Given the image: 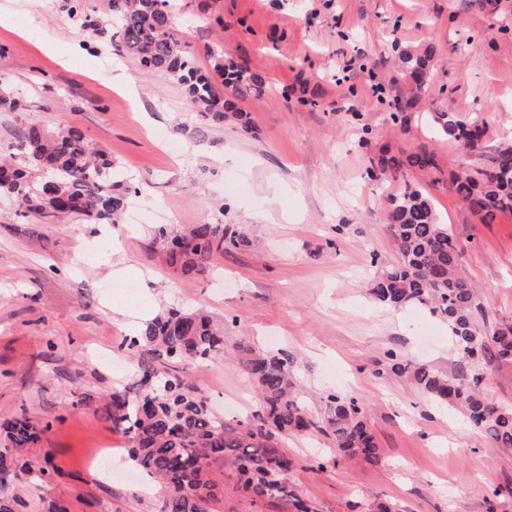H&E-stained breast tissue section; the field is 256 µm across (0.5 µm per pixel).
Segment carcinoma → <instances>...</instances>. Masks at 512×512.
<instances>
[{"mask_svg":"<svg viewBox=\"0 0 512 512\" xmlns=\"http://www.w3.org/2000/svg\"><path fill=\"white\" fill-rule=\"evenodd\" d=\"M110 25L121 46L143 69L183 86L186 98L203 119L222 125L232 118L248 129L246 114L237 102L259 99L267 89L265 77L236 62L228 53L204 70L188 43L175 40L171 28L176 15L172 0H109ZM402 81L393 92L380 91L399 130L408 129L426 96L433 46L411 50L394 45ZM0 109L24 113L19 96L0 94ZM432 132L458 144L464 152L487 157L481 167H457L448 190L491 224L512 215V146H496L487 138L488 117L464 119L455 112L429 114ZM18 138L37 173L0 154V195L43 218L73 217L97 224H115L129 196L141 193L125 186L121 172L105 150L90 145L72 127L47 131L25 122ZM370 177L395 178L406 168L438 169L435 154L420 150L405 157L378 155ZM388 231L399 261L373 281L370 295L377 302L401 310L420 307L448 325L457 366L445 373L423 362L398 359L391 370L438 404L465 412L469 423L497 445L512 447V408L495 405L482 396L487 370L512 362V323L494 326L479 322L485 316L478 290L464 272V252L448 226L437 217L430 196L408 186L387 198ZM247 239L217 221L197 224L176 235L161 227L155 243L166 250L167 262L185 275L203 274L212 258L237 248ZM137 364V380L113 390L105 404L112 429L132 442L128 458L142 475L164 486L159 512H214L224 498L211 465L217 461L235 470L242 488L267 501L277 512H316L289 480L293 460L273 441L277 432L306 431L314 425L296 388L295 357L238 346L235 361L263 400L256 422L233 427L214 414L207 398L184 377L171 373L167 363L199 362L224 352V328L200 312L167 309L144 323L126 344ZM49 425L39 428L29 419L0 424L7 447L0 449V483L27 473L16 451L40 439ZM322 430L336 444L340 457L373 464L380 454L376 437L357 400L346 394L328 396Z\"/></svg>","mask_w":512,"mask_h":512,"instance_id":"cac0c4a2","label":"carcinoma"}]
</instances>
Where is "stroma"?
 <instances>
[{
    "label": "stroma",
    "mask_w": 512,
    "mask_h": 512,
    "mask_svg": "<svg viewBox=\"0 0 512 512\" xmlns=\"http://www.w3.org/2000/svg\"><path fill=\"white\" fill-rule=\"evenodd\" d=\"M174 38L199 66L233 58L271 85L240 102L251 127L213 126L182 88L142 69L89 26L108 0H85V19L62 0H0V83L26 116L0 111V152L25 162L22 119L67 124L111 154L127 181L146 188L121 224L37 215L0 200V422L28 418L50 429L19 457L31 476L12 483L19 512H157L159 487L126 473L128 438L113 432L102 398L130 383L135 362L121 343L163 308L206 309L224 326V356L180 364L225 422L248 424L262 401L232 359L248 343L297 359L301 399L321 421L327 397L363 405L380 448L377 463H336L325 433H280L296 460L292 483L318 512H367L386 500L398 512H512V448L474 430L462 412L437 406L391 372L392 357L449 372L457 356L440 319L376 303L368 283L397 254L387 196L425 186L439 218L465 250L487 324L512 319V216L481 223L448 191L453 163L481 166L434 137L426 114L492 112V142L512 141V0L489 15L462 0H177ZM433 46L427 112L397 131L374 86L390 87L393 42ZM292 93L282 97L281 86ZM426 148L434 172L398 180L368 176L376 154ZM167 228L224 220L248 246L185 276L153 248L152 216ZM122 357V368L110 360ZM93 404H82L83 396ZM109 461H92L96 447ZM48 479H34L40 469Z\"/></svg>",
    "instance_id": "obj_1"
}]
</instances>
